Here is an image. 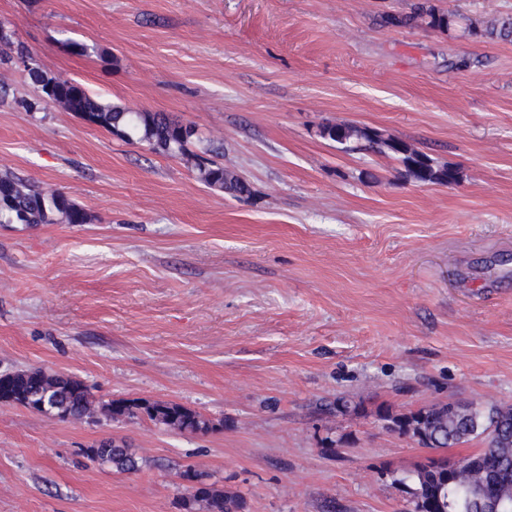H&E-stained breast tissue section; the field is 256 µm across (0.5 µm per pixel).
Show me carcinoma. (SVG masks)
Instances as JSON below:
<instances>
[{"instance_id": "obj_1", "label": "carcinoma", "mask_w": 512, "mask_h": 512, "mask_svg": "<svg viewBox=\"0 0 512 512\" xmlns=\"http://www.w3.org/2000/svg\"><path fill=\"white\" fill-rule=\"evenodd\" d=\"M451 15L439 11L433 0H416L410 11L388 15L387 26L406 28L426 26L445 32L453 25ZM468 35L485 39L512 41V16L499 15L489 20L470 19ZM0 43L9 51L0 55V64H16V57L29 59L25 68L37 88L32 100L21 101L28 112L48 106L44 96L54 95L56 104L110 132H118L130 141L145 143L155 153L179 157L188 156L194 163L198 179L211 189L238 199L250 197V185L233 169L218 161L220 148L209 146L198 153L189 152L193 136L182 132V123L160 112L132 110L122 106L102 104L79 83L49 74L22 43L14 42L11 34L0 28ZM319 136L343 144L349 150L388 155L398 159L406 175L420 184H453L458 181L456 170L438 166L419 148L382 132L354 124H323ZM10 184L15 194L0 206V224H52L62 216L70 224H84L86 212L65 195L47 191L37 182L9 169L0 172V186ZM42 373L50 389L46 406L36 411L62 418L79 419L89 408H95L109 419L129 421L146 418L154 425L170 429L178 426L184 432L206 433L213 423L201 414L176 403L140 400L98 402L80 379L68 374H49L39 368L19 369L0 374L15 389L23 391L32 376ZM378 418L390 424V429L415 439L425 448H454L481 438L484 446L460 456L463 466L448 472V459L427 457L418 462L402 479L412 484L413 512H484L488 503L498 505V512H512V405L483 406L451 401L422 407L405 414L393 415L378 411ZM91 458L103 465L131 472L139 469V458L124 443L110 442L108 448L90 449ZM184 478L198 483L185 500L187 512L199 505L203 512H240L242 501L212 484L204 475L193 470Z\"/></svg>"}]
</instances>
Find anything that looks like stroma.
I'll return each mask as SVG.
<instances>
[{
    "label": "stroma",
    "mask_w": 512,
    "mask_h": 512,
    "mask_svg": "<svg viewBox=\"0 0 512 512\" xmlns=\"http://www.w3.org/2000/svg\"><path fill=\"white\" fill-rule=\"evenodd\" d=\"M411 3L0 0L43 69L195 127L192 151L223 147L252 191L62 108L24 111L26 72L0 68V171L89 217L0 224V372L216 425L0 405V512H184L189 466L242 512H409L401 480L432 451L376 410L512 404V42L382 25ZM325 123L410 142L460 179L415 183ZM105 438L139 470L92 460ZM41 372L44 382L50 389L49 401L40 407L30 406L16 396L14 404L36 410L51 416L79 419L90 407L109 419L134 421L147 418L156 426L172 430L177 425L183 432L206 433L213 428V423L201 414L176 403L148 402L140 400H111L97 402L89 388L80 379L68 374H49L40 368L19 369L0 374L2 381L12 385L18 391H24L32 376ZM45 406L44 408H41ZM97 411L88 412L80 421L96 418Z\"/></svg>",
    "instance_id": "35a3bbf8"
}]
</instances>
